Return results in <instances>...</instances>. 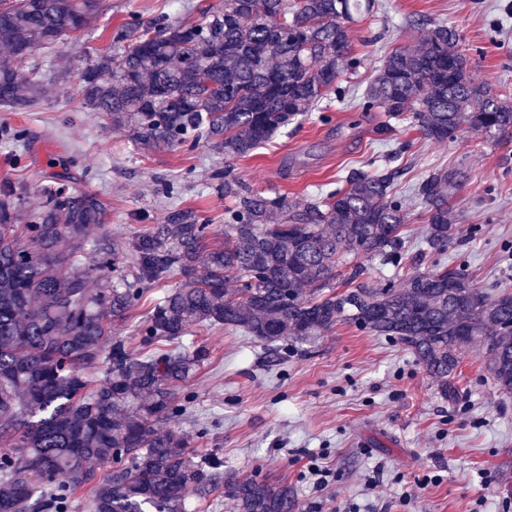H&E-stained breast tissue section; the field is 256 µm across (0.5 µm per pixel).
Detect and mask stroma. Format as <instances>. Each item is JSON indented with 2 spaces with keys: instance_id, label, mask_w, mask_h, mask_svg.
<instances>
[{
  "instance_id": "stroma-1",
  "label": "stroma",
  "mask_w": 512,
  "mask_h": 512,
  "mask_svg": "<svg viewBox=\"0 0 512 512\" xmlns=\"http://www.w3.org/2000/svg\"><path fill=\"white\" fill-rule=\"evenodd\" d=\"M378 3L350 28L363 63L344 81L343 98L319 103L267 146L228 161L203 140L190 150L135 148L125 130L85 107L77 89L89 60L122 51L118 32L129 19L196 21L224 0H102L97 16L28 57L42 95L31 111L0 109V187L21 196L25 217L42 205L39 187L71 168L73 190L106 203L104 226L127 257L132 242L174 208L196 210L223 231L232 202L215 189L221 173L251 191L295 199L342 188L350 170L389 167L401 172L394 194L406 197L430 171L459 168L466 179L450 201L457 242L446 261L466 263L479 288L512 294V136L463 131L434 142L409 115L357 107L384 56L420 41L429 18L461 31L475 80L512 96V0ZM16 128L26 130V141L9 138ZM409 213V254L398 268L366 261L374 284L400 287L434 265L421 241L426 218L417 206ZM182 282L171 271L146 290L134 320L113 325L132 356L143 352L136 321ZM183 343L205 346L209 356L175 386L182 411L162 427L183 434L199 456L218 458L225 476L285 483L297 512H336L346 502L361 512H473L482 495L485 512H512V394L499 390L477 347L462 350L457 391L447 395L406 345L343 322L305 351H275L223 326ZM314 457L336 473L327 489L316 488L308 472ZM482 471L492 478L485 490Z\"/></svg>"
}]
</instances>
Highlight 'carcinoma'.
<instances>
[{"mask_svg":"<svg viewBox=\"0 0 512 512\" xmlns=\"http://www.w3.org/2000/svg\"><path fill=\"white\" fill-rule=\"evenodd\" d=\"M372 0H224L200 21L159 17L150 28L126 22L117 54L97 57L80 76L94 112L128 129L147 150L211 141L227 159L251 155L280 130L335 95L358 69L350 24ZM100 0H0V106L38 104L36 70L21 50L51 48L100 10ZM460 33L429 21L416 45L399 47L376 67L364 112L412 114L421 135L451 141L470 130L495 139L512 131V98L470 73ZM399 170L351 171L345 187L292 200L245 191L224 179V240L188 209L133 244L119 265L104 223L105 203L72 192L57 174L40 189L41 208L18 223L20 196L0 189V512H72L86 491L88 512H187L224 487L239 512H296L283 483L226 479L215 461L159 427L174 418L173 385L206 357L183 338L228 326L255 340L306 344L339 321L408 346L443 391L454 389L459 350H485L499 389L512 393V294L475 287L465 266L412 275L401 288L371 287L359 258L397 266L408 252V215L391 187ZM459 169L430 172L414 186L427 217L426 251L454 244L449 200ZM349 288L338 291L335 269ZM183 284L154 303L140 333L146 351L131 357L112 323L124 321L146 287L173 269ZM103 368L101 380L88 370ZM112 473L98 478L100 464Z\"/></svg>","mask_w":512,"mask_h":512,"instance_id":"1","label":"carcinoma"}]
</instances>
